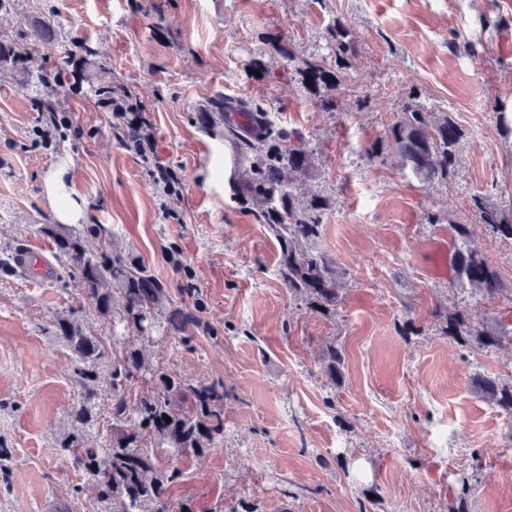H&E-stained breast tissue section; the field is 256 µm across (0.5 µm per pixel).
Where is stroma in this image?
I'll return each mask as SVG.
<instances>
[{
    "label": "stroma",
    "mask_w": 512,
    "mask_h": 512,
    "mask_svg": "<svg viewBox=\"0 0 512 512\" xmlns=\"http://www.w3.org/2000/svg\"><path fill=\"white\" fill-rule=\"evenodd\" d=\"M147 18L135 0H13L0 33L55 13L59 34L41 65L90 42L143 106L154 150L124 147L117 119L74 95L68 123L38 112L36 84L0 71V255L52 258L39 233L53 215L46 174L68 160L69 186L118 249L170 287L201 294L206 324L193 350H150L180 375L224 384V440L180 458L170 498L196 512H448L460 476L466 512H512V416L478 389L512 382V348L478 349L445 336L444 312L512 329V241L481 224L479 194L512 214V0H160ZM346 19L358 43L333 112L318 111L295 68L321 53L327 26ZM284 39L278 52L267 39ZM450 113L463 137L447 186L420 183L394 156L367 148L394 123L404 94ZM262 103L303 134L316 170L301 188L330 199L314 246L336 265L342 300L312 311L278 274L279 246L231 197L232 147L209 138L197 111L216 93ZM174 171L171 187L160 170ZM469 225L507 288L490 299L433 272L431 243L455 244ZM80 284L54 270L36 278L0 268V441L14 450L0 512H59L75 482L56 449L79 397L70 355L52 339L57 315L82 307ZM343 352L342 381L321 371L327 344Z\"/></svg>",
    "instance_id": "stroma-1"
}]
</instances>
